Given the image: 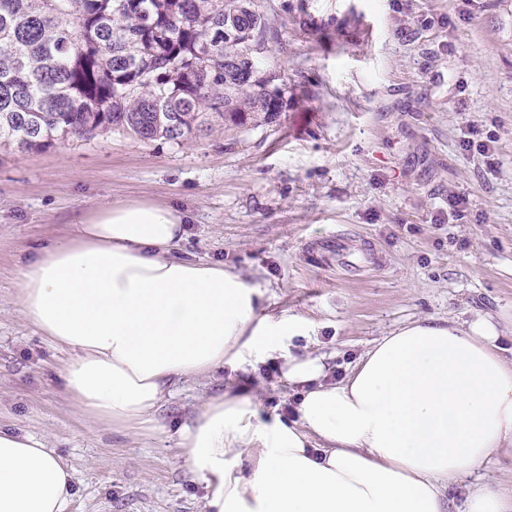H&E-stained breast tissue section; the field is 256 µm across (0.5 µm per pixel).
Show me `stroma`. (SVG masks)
I'll list each match as a JSON object with an SVG mask.
<instances>
[{
    "mask_svg": "<svg viewBox=\"0 0 512 512\" xmlns=\"http://www.w3.org/2000/svg\"><path fill=\"white\" fill-rule=\"evenodd\" d=\"M261 4L257 64L288 84L277 122L180 144L111 130L0 149V428L45 438L75 469L69 512H202L179 429L227 391L288 419L303 391L280 355L250 356L179 386L140 433L81 413L63 388L71 354L24 322L17 276L90 208L184 211L180 255L252 275L269 319L313 320L289 350L324 357L332 382L402 324L512 315V0ZM453 195L468 208L452 221Z\"/></svg>",
    "mask_w": 512,
    "mask_h": 512,
    "instance_id": "obj_1",
    "label": "stroma"
}]
</instances>
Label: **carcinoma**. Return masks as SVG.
I'll list each match as a JSON object with an SVG mask.
<instances>
[{"label": "carcinoma", "mask_w": 512, "mask_h": 512, "mask_svg": "<svg viewBox=\"0 0 512 512\" xmlns=\"http://www.w3.org/2000/svg\"><path fill=\"white\" fill-rule=\"evenodd\" d=\"M260 0H0V146L110 129L180 143L278 120Z\"/></svg>", "instance_id": "1"}]
</instances>
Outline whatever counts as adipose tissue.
Here are the masks:
<instances>
[{
	"label": "adipose tissue",
	"instance_id": "obj_1",
	"mask_svg": "<svg viewBox=\"0 0 512 512\" xmlns=\"http://www.w3.org/2000/svg\"><path fill=\"white\" fill-rule=\"evenodd\" d=\"M185 222L175 206L119 200L20 269L24 321L71 352L64 389L98 423L143 430L183 381L282 351L311 327L262 317L264 293L241 272L180 258ZM508 329L480 313L420 319L334 384L322 358L287 355L286 378L304 386L291 422L262 417L248 395L210 397L178 436L209 488L203 512H447L445 490L461 481L466 512H512V492L481 474L512 457ZM241 456L246 479L226 467ZM75 478L45 439L0 429V512H68Z\"/></svg>",
	"mask_w": 512,
	"mask_h": 512
}]
</instances>
